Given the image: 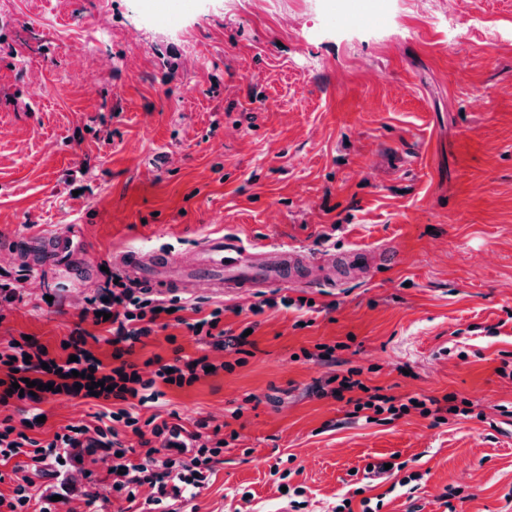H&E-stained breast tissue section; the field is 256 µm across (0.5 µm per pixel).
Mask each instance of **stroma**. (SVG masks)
Returning <instances> with one entry per match:
<instances>
[{
  "label": "stroma",
  "instance_id": "stroma-1",
  "mask_svg": "<svg viewBox=\"0 0 512 512\" xmlns=\"http://www.w3.org/2000/svg\"><path fill=\"white\" fill-rule=\"evenodd\" d=\"M48 233L82 243L81 260L22 253ZM218 234L309 262L390 260L325 288L190 297L253 347L211 351L227 370L139 409L238 433L188 512H276L299 486L302 512L360 486L380 512H512V0H0V285L17 290L0 295V338L54 356L79 330L111 363L108 325L84 310L114 254L188 257ZM178 348L199 344L172 325L133 359ZM346 375L362 386L344 401ZM367 387L466 411L369 423L352 405ZM104 407L49 399L34 436ZM110 464L33 481L69 512H141L110 495Z\"/></svg>",
  "mask_w": 512,
  "mask_h": 512
}]
</instances>
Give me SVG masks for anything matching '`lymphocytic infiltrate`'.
Here are the masks:
<instances>
[{
  "mask_svg": "<svg viewBox=\"0 0 512 512\" xmlns=\"http://www.w3.org/2000/svg\"><path fill=\"white\" fill-rule=\"evenodd\" d=\"M179 300L151 297L148 289L120 278L104 299L95 304L98 312L109 313L112 326V362L103 364L87 347L82 334L69 336L64 356L50 357L44 347L8 340L0 344V407L28 404L29 415L21 423L12 416L0 419V461L26 457L33 470H62L82 461L85 454L101 448L112 458L111 488L127 501L144 499L150 512H177L176 503L195 497L205 488L227 445L225 439L210 436L209 424L200 420L193 428L149 418L140 420L139 405L158 400L159 385L189 386L204 376L211 361L208 354L179 355L161 364L152 377H143L130 357L136 344L162 327L170 309L180 308ZM40 383L37 393L12 392L13 384L24 380ZM103 382L98 395L116 403L104 412V421L95 427L68 426L50 441L31 437L42 415L41 403L62 394L67 398H87L92 382ZM130 431L138 447H127L121 431ZM150 496H143V489Z\"/></svg>",
  "mask_w": 512,
  "mask_h": 512,
  "instance_id": "lymphocytic-infiltrate-1",
  "label": "lymphocytic infiltrate"
}]
</instances>
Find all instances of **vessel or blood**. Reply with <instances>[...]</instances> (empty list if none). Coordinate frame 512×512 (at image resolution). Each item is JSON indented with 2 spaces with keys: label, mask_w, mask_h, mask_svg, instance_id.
Listing matches in <instances>:
<instances>
[{
  "label": "vessel or blood",
  "mask_w": 512,
  "mask_h": 512,
  "mask_svg": "<svg viewBox=\"0 0 512 512\" xmlns=\"http://www.w3.org/2000/svg\"><path fill=\"white\" fill-rule=\"evenodd\" d=\"M383 262L376 250L352 252L342 266L324 271L297 264L291 251L281 247L246 248L236 241L208 238L196 248V262L190 270L180 271L174 258L158 253L129 250L117 259L120 268L142 287L161 295H190L198 282H206L213 294L241 289L254 290L301 277L303 283H327L337 272L368 273Z\"/></svg>",
  "instance_id": "b4317fda"
}]
</instances>
